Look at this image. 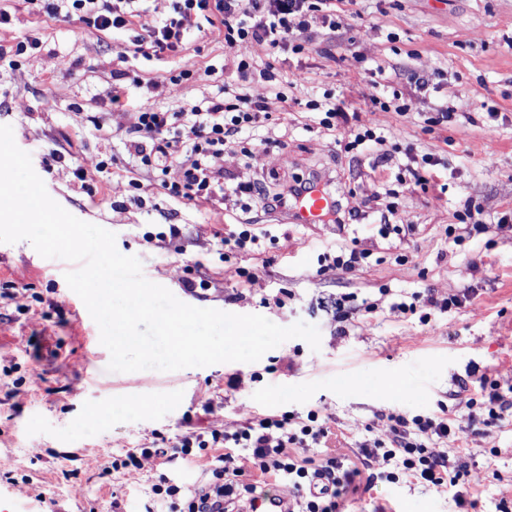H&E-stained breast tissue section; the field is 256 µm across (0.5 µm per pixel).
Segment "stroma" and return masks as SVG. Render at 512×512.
Segmentation results:
<instances>
[{
  "instance_id": "obj_1",
  "label": "stroma",
  "mask_w": 512,
  "mask_h": 512,
  "mask_svg": "<svg viewBox=\"0 0 512 512\" xmlns=\"http://www.w3.org/2000/svg\"><path fill=\"white\" fill-rule=\"evenodd\" d=\"M0 7L12 12L0 27V50L39 43L16 65L0 64V125L12 127L51 198L113 232L119 252L137 256L144 276L180 301L260 314L281 326L302 321L321 334L316 352L295 338L254 363L111 372L97 324L74 312L78 296L68 291L59 259L41 257L25 240L0 243V460L12 468L11 479L0 478L6 512H109L115 503L121 512H149L160 478L194 491L211 474L155 457L133 471L113 468L127 451L171 448L213 428L232 431L252 415L303 419L312 411L331 435L307 456L346 464L364 441L386 437L390 416L447 414L455 429L448 457L468 473L465 507L448 487L378 476L341 498V512H512V416L492 426L470 419V394L461 386L475 369L512 386V0H357L340 34L315 28L303 54L274 57L266 45H247L250 58L272 62L289 97L280 102L262 81L249 85L269 105V136L288 147L229 153L226 167L255 172L271 192L299 177L332 176L348 207L395 188L396 168L352 159L336 144L345 129L312 121L305 103L327 90L352 105L360 125L383 132L387 146L413 145L446 166L438 189L401 192L398 221L411 227L404 238L384 239L366 226L341 233L332 224H291L286 215L258 211L271 241L262 252L227 257L216 237L236 216L176 202L156 181H144L133 202L121 140L122 127L144 108L177 112L219 86L238 85L231 69L204 74L224 58L223 27H206L179 55L148 60L131 52L129 34L101 36L77 19L30 13L13 0ZM357 50L364 61L354 58ZM379 65L441 79L413 94L400 115L363 101L392 96L371 86L369 70ZM184 68L199 80H170V71ZM120 74L135 84L116 108L112 83ZM445 104L466 120L425 130V118ZM491 107L497 120L487 117ZM466 205L484 229L459 245L448 229ZM163 224L178 225L179 236L160 235ZM339 242L370 250L368 262L354 272H320L317 246ZM242 267L255 273L253 283L238 277ZM198 277L209 289L188 292L185 280ZM467 289L473 296L463 307L432 312L425 323L389 309L416 292L444 299ZM350 293L377 302V312L350 307L335 321L331 303ZM91 360L98 373L87 369Z\"/></svg>"
}]
</instances>
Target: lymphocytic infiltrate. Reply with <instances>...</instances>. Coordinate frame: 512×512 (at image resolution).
I'll return each instance as SVG.
<instances>
[{
	"instance_id": "lymphocytic-infiltrate-1",
	"label": "lymphocytic infiltrate",
	"mask_w": 512,
	"mask_h": 512,
	"mask_svg": "<svg viewBox=\"0 0 512 512\" xmlns=\"http://www.w3.org/2000/svg\"><path fill=\"white\" fill-rule=\"evenodd\" d=\"M24 2L40 6L43 13L53 17L63 14L77 18L99 33H131L134 54L147 58L181 51L192 29L200 23L223 25L224 62L235 67L239 85L189 104L180 112L161 107L139 112L135 122L124 130L125 148L135 165L136 176L130 181L133 189H140L142 179L165 176L173 166L182 178L168 185L169 196L204 202L227 212L240 209L246 196L256 199L263 210H285L295 196L313 189L316 179L311 176L275 193H259L254 180L225 169L224 150L232 144L254 141L270 117L266 101L253 98L247 83L256 78H276L271 65L237 54V47L257 42L278 54H302L312 28L319 26L334 33L342 29L334 0H172L171 16L151 22L146 19L145 0ZM333 212L334 223L341 227L373 224L384 238L400 230L393 222L394 204L377 194L357 208L336 204ZM476 383L480 397L467 400L469 416L502 420L512 409V400L506 399L497 385L489 384L486 376L477 377ZM318 419L315 412L300 421L287 416L252 417L233 431L214 428L184 437L177 456L191 461L198 451H209L212 480L191 492L165 480L153 485L159 512H225L236 488L248 494L255 490L254 485L238 483L248 465L260 476L288 481L294 490L290 512H335L336 497L354 483L361 471L360 467L342 469L333 456L317 465L305 457L306 448L325 443L329 436L328 428ZM451 432L444 416H392L388 440L376 439L360 446L362 465L380 459L392 464L390 478L404 475L434 486L458 485L460 476L450 472L447 451L437 447Z\"/></svg>"
}]
</instances>
